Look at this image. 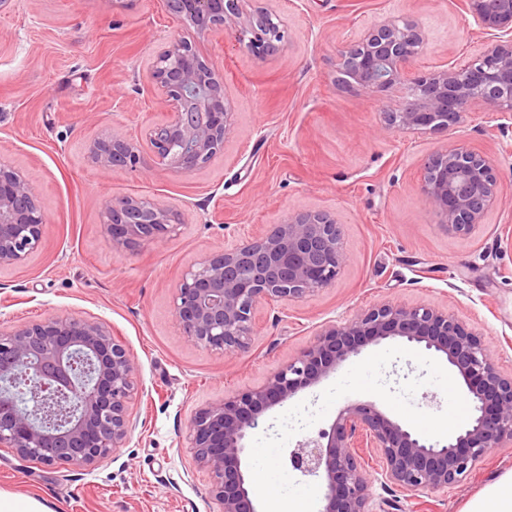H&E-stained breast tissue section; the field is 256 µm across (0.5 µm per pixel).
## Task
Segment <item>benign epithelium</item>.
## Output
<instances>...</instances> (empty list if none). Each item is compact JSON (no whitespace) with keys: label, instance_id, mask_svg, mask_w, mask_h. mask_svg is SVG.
<instances>
[{"label":"benign epithelium","instance_id":"1","mask_svg":"<svg viewBox=\"0 0 512 512\" xmlns=\"http://www.w3.org/2000/svg\"><path fill=\"white\" fill-rule=\"evenodd\" d=\"M253 0H165L167 10L196 34L222 31L264 58L284 33ZM483 34L474 54L448 68L415 70L425 45L412 22L391 17L338 50L337 80L348 89L407 96L389 106L386 124L402 133L449 129L481 107L512 132V0H465ZM162 122L140 137L114 132L90 142L92 163L105 173L136 170L146 152L155 164L181 174L224 150L234 128L224 79L181 36L166 43L150 67ZM495 160L465 146L446 149L423 166L421 195L448 233L470 237L500 204ZM106 230L115 247L164 244L182 221L157 202L113 197L105 202ZM47 215L27 177L0 162V267L24 264L43 243ZM345 264L341 231L327 212L298 213L270 224L257 237L202 258L182 277L174 304L183 333L224 356L250 352L256 307L286 303L332 286ZM396 340L445 358L470 400L474 416L454 440L431 442L389 417L376 404L351 403L329 429L289 453L303 476H324L319 512H400V499L370 508L376 482L391 493L432 495L459 485L485 456L512 444V375L497 367L482 334L455 315L425 305L381 301L339 323L321 326L311 344L262 384L226 395L190 421L188 448L211 479L220 512H260L243 463L246 439L263 414L318 384L368 345ZM136 364L105 325L66 315L0 329V446L43 465L88 467L126 447L135 425L127 414ZM32 383L16 394L17 381ZM53 448L56 453L43 454ZM374 448L370 469L361 449Z\"/></svg>","mask_w":512,"mask_h":512}]
</instances>
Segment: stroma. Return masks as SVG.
<instances>
[{"mask_svg":"<svg viewBox=\"0 0 512 512\" xmlns=\"http://www.w3.org/2000/svg\"><path fill=\"white\" fill-rule=\"evenodd\" d=\"M462 0H258L282 21L266 59L232 36H197L216 62L235 111L223 153L189 174L155 168L99 171L87 146L133 137L158 120L146 67L185 25L162 0H16L0 14V162L22 171L48 216L41 248L0 268V329L54 315L110 327L137 366L127 447L84 467L45 466L0 447V491L50 512H218L208 475L186 446L195 412L265 381L319 326L372 304H428L482 333L512 374V140L475 109L458 127L404 134L384 118L389 100L336 81V52L388 17L417 23L427 44L416 68L456 60L473 20ZM122 99L114 111L113 99ZM457 145L497 159L502 204L481 232L448 235L420 193L421 166ZM154 199L183 221L166 244L113 248L108 198ZM328 211L346 262L335 282L286 305H261L250 352L218 354L184 336L176 287L189 268L235 240L300 212ZM512 470V444L495 449L447 493L412 496L405 512H462Z\"/></svg>","mask_w":512,"mask_h":512,"instance_id":"1","label":"stroma"}]
</instances>
